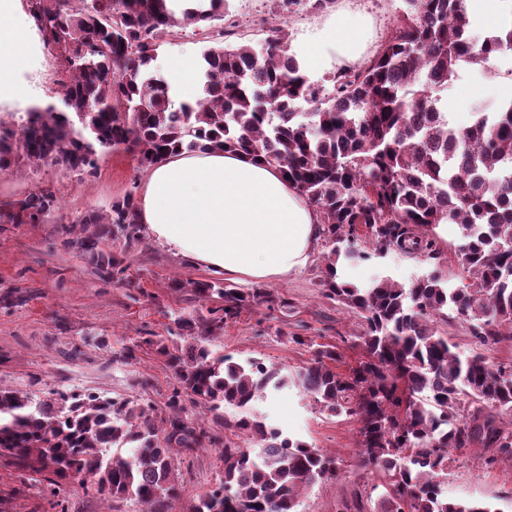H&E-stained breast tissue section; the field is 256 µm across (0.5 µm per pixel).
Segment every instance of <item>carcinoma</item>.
<instances>
[{
    "label": "carcinoma",
    "instance_id": "carcinoma-1",
    "mask_svg": "<svg viewBox=\"0 0 512 512\" xmlns=\"http://www.w3.org/2000/svg\"><path fill=\"white\" fill-rule=\"evenodd\" d=\"M30 2L41 41L68 74L66 110L32 107L8 129L0 121V170L23 157L93 175L99 148L130 152L144 169L181 151L263 159L319 213L331 243L321 284L362 319L354 336L362 359L339 371L337 346L305 336L291 341L312 349V358L293 374L218 355L210 345L224 324L265 292L176 281L194 298L216 295L224 306L179 317L183 343L160 347L177 381L163 413L131 399L59 391L35 398L0 388V457L52 493L78 482L104 500L138 505L136 512H173L180 499L173 449L193 452L207 442L219 451L222 477L189 512H303L304 490L342 477L336 459L252 410L257 399L294 385L329 415L359 424L357 467L370 479L346 512H366L368 502L374 512H499L450 499L442 484L454 448H479L489 463L512 456V362L461 358L434 318L470 322L488 351L512 342V100L460 128L438 91L462 66L512 50V21L479 41L464 0H405L372 59L338 69L327 88L300 73L278 26L263 51L223 45L232 35L216 26L224 0ZM176 25L213 32L193 105L176 101L153 66L162 36ZM304 104L311 111H299ZM56 208L55 192L42 187L0 204V224H41ZM444 221L461 229L464 275L456 287L436 271L407 287L383 277L362 287L342 280L345 265L390 247L435 257ZM362 228L372 253L356 247ZM57 233L100 279L138 287L124 260L105 249L114 237L129 245L141 239L133 193L84 217L82 228L62 225ZM188 402L204 405L244 445L207 431ZM227 408L237 412L231 421Z\"/></svg>",
    "mask_w": 512,
    "mask_h": 512
}]
</instances>
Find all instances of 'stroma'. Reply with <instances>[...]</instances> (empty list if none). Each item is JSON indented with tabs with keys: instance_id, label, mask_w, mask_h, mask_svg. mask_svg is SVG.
<instances>
[{
	"instance_id": "obj_1",
	"label": "stroma",
	"mask_w": 512,
	"mask_h": 512,
	"mask_svg": "<svg viewBox=\"0 0 512 512\" xmlns=\"http://www.w3.org/2000/svg\"><path fill=\"white\" fill-rule=\"evenodd\" d=\"M365 17L372 36L363 53L371 58L389 33L404 0H334L333 7L315 10L287 7L282 0H226L225 19L235 22V44L262 48L268 35L267 19L285 30L289 45L308 38L330 22L339 7ZM207 45L193 28H173L162 39L154 66L165 70L173 57L197 61ZM25 63L20 77L31 90V103L62 107L60 84L67 75L59 70L56 53L32 36L23 49ZM445 97L459 100L462 109L453 115L456 126L470 125L475 112L512 98V66L498 57L485 68H472L469 81L453 78ZM144 171L133 154L103 150L94 176L68 172L50 161L20 159L17 172H0V201L23 199L39 187H51L58 208L43 224H0V387L45 396L62 390L103 398H134L162 408L176 383L156 342L177 338L176 318L197 310L221 306L222 301L189 300L187 292L172 288L175 280L210 281L204 267L174 256L149 237L133 246L123 239L108 243L137 277L139 289L128 290L101 281L87 260L63 246L56 229L79 224L90 211H102L114 199L139 191ZM436 258L407 255L395 250L343 269L345 278L366 285L379 276L410 285L431 271L457 281L462 268L456 256L459 225L437 229ZM330 247L317 238L311 261L302 271L282 280L263 282L266 302L244 310L225 324L214 348L235 361L252 358L295 372L311 359L309 348L292 343V336H306L315 343L337 345L342 360L337 368L348 371L360 357L347 337L359 334L360 321L344 306L326 296L321 285L323 259ZM154 339L135 360L113 361L123 347ZM255 413L284 435L305 441L332 454L344 473L340 482L315 484L303 496L304 512H339L360 479L356 471L358 424L328 415L302 390L290 387L277 396L258 399ZM174 464L181 476L178 512H185L205 491L216 486L222 464L213 448L192 453L175 451ZM444 487L448 497L493 503L499 512H512V460L486 464L479 449L450 453ZM0 512H134L92 497L80 484L64 486L57 494L21 484L17 470L0 460Z\"/></svg>"
}]
</instances>
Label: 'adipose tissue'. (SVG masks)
Listing matches in <instances>:
<instances>
[{
  "label": "adipose tissue",
  "instance_id": "adipose-tissue-1",
  "mask_svg": "<svg viewBox=\"0 0 512 512\" xmlns=\"http://www.w3.org/2000/svg\"><path fill=\"white\" fill-rule=\"evenodd\" d=\"M19 0H0V102L25 104L17 74L25 33L11 25ZM369 27L337 12L327 28L295 49L301 73L340 68L361 57ZM144 232L173 255L213 273L262 282L309 262L320 217L279 168L233 152L175 153L147 169L139 196Z\"/></svg>",
  "mask_w": 512,
  "mask_h": 512
}]
</instances>
